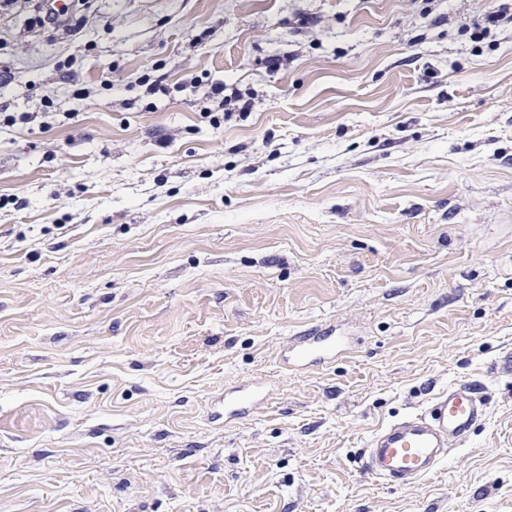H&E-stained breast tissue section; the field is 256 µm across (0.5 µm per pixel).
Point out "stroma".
I'll use <instances>...</instances> for the list:
<instances>
[{"instance_id":"obj_1","label":"stroma","mask_w":512,"mask_h":512,"mask_svg":"<svg viewBox=\"0 0 512 512\" xmlns=\"http://www.w3.org/2000/svg\"><path fill=\"white\" fill-rule=\"evenodd\" d=\"M491 2L89 0L75 40L0 14V113L46 115L0 122V512H512V33L468 30ZM330 323L346 353L279 366ZM246 377L278 390L210 423ZM465 380L490 410L435 474L360 473ZM227 85L224 83H217L211 86L210 88V97L216 100H220L221 103L228 102V104L233 105L240 111H249L252 107V102L250 99L245 100L244 97L238 94L233 88H231L230 94H225Z\"/></svg>"}]
</instances>
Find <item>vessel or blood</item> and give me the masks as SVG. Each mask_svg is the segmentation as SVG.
<instances>
[{
	"label": "vessel or blood",
	"mask_w": 512,
	"mask_h": 512,
	"mask_svg": "<svg viewBox=\"0 0 512 512\" xmlns=\"http://www.w3.org/2000/svg\"><path fill=\"white\" fill-rule=\"evenodd\" d=\"M345 337L326 325L289 337L282 349L284 370L302 372L309 365L335 361ZM268 381H248L225 390L210 418L232 425L243 421L271 393ZM489 402L480 385L461 382L435 397L422 412L406 415L381 427L364 448L360 463L368 478L407 486L432 475L455 445L467 441L485 419Z\"/></svg>",
	"instance_id": "obj_1"
}]
</instances>
